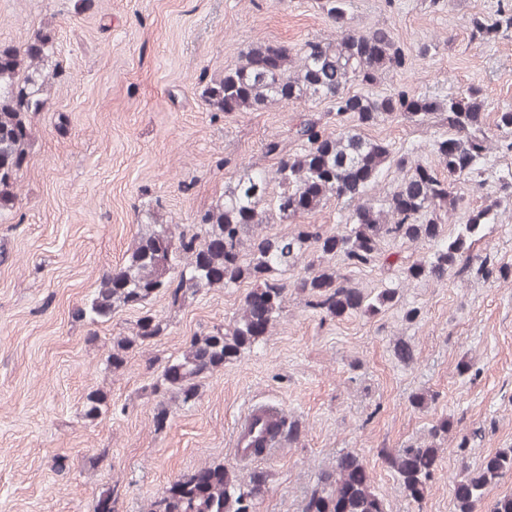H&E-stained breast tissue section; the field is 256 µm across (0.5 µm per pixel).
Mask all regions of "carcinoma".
I'll return each mask as SVG.
<instances>
[{
  "instance_id": "1",
  "label": "carcinoma",
  "mask_w": 512,
  "mask_h": 512,
  "mask_svg": "<svg viewBox=\"0 0 512 512\" xmlns=\"http://www.w3.org/2000/svg\"><path fill=\"white\" fill-rule=\"evenodd\" d=\"M327 18L342 31L334 39L306 42L298 51L300 64L292 66L286 48L262 42L252 46L224 79L208 88L209 105L218 112L226 105L234 112H247L273 101L311 99L329 102L332 116L353 125L327 132L321 119L306 118L296 129L299 151L279 159L274 175L249 168L224 198L198 212L191 229L178 235L170 225L154 218L141 237L128 263L102 274L94 293L78 309V318L90 325L106 322L125 306L142 305L164 290L172 304L181 303L215 286L235 288L244 280L252 288L242 312L232 325H215L207 333L191 338L182 353L167 361L153 384V393H168L192 406L197 399L195 380L206 372L236 360L251 350L282 313L289 287L308 296V304L337 317L349 310L376 313L393 303L396 292L383 289L374 296L352 286L347 273L323 265L322 258L341 253L353 268L374 265L384 257L385 242H424L433 245L429 256L405 269L406 279H441L448 270L469 268L470 246L484 228L496 221L502 206L512 204V181L501 186L499 196L465 212L455 237H446L442 213L461 204L460 184L472 182L483 172L488 150L485 97L481 87L469 86L448 99L416 95L407 90L369 97L349 92L357 82L371 85L383 70H401L407 53L391 32L377 28L356 30L348 26L346 0H322ZM512 32V5L506 4L493 18L475 16L469 38L477 45L489 43ZM53 49L44 35L24 48L0 49V223L13 214L19 175L16 166L28 159L33 132L29 114L46 103L44 88L49 75L44 62ZM275 60L268 74L260 64ZM444 116L448 137L433 143V150L448 171L441 179L434 169L415 165L411 177L384 203L377 206L366 194L387 161L398 168L412 164L411 153H392L382 143L366 140L361 131L384 116L418 121L431 113ZM494 126L499 149L512 154V106L496 112ZM279 191L267 203L271 182ZM352 207L349 231L326 232L317 224H301L292 236L267 235L265 225L279 219L295 221L330 200ZM316 257L293 283L271 277L295 268L304 255ZM165 330L152 315L140 318L131 336L113 339L106 368L124 367L133 347L143 345ZM450 422L432 426V441L401 448L391 457L408 496L421 500L432 478L437 441L448 435ZM512 470V448L491 458L482 472L461 484L456 491L459 512L484 497L485 486ZM265 476L261 472L242 479L222 464L205 465L178 479L150 504L149 512H248ZM303 512H387L384 501L371 487L360 461L345 455L336 468L323 473L307 497Z\"/></svg>"
}]
</instances>
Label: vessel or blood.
<instances>
[{
	"label": "vessel or blood",
	"mask_w": 512,
	"mask_h": 512,
	"mask_svg": "<svg viewBox=\"0 0 512 512\" xmlns=\"http://www.w3.org/2000/svg\"><path fill=\"white\" fill-rule=\"evenodd\" d=\"M287 415L275 403H256L240 417L233 443L236 460L251 464L264 459L284 438Z\"/></svg>",
	"instance_id": "1"
}]
</instances>
